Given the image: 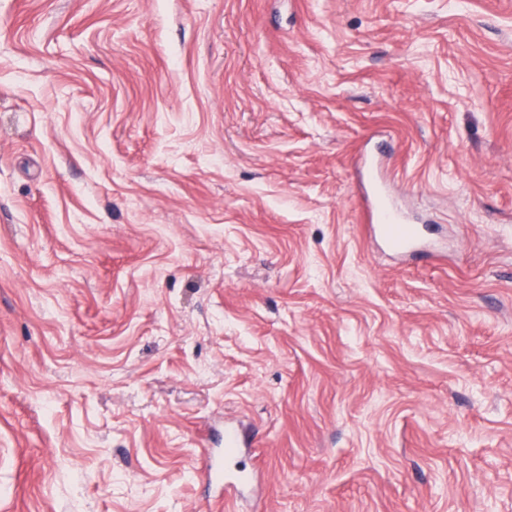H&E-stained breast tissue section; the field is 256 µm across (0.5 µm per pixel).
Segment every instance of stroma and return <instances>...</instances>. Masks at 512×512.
Masks as SVG:
<instances>
[{"mask_svg": "<svg viewBox=\"0 0 512 512\" xmlns=\"http://www.w3.org/2000/svg\"><path fill=\"white\" fill-rule=\"evenodd\" d=\"M228 421L238 512H512V0H0V512H225ZM363 169L368 177L373 200L370 222L376 223L372 224L375 235L392 253L412 250L421 243L423 228L419 224H410L409 219L389 201L372 157L365 159ZM198 472L206 474L217 484L224 486L225 489L236 487L240 477L232 472L223 469L221 462L209 450H206L198 465Z\"/></svg>", "mask_w": 512, "mask_h": 512, "instance_id": "stroma-1", "label": "stroma"}]
</instances>
